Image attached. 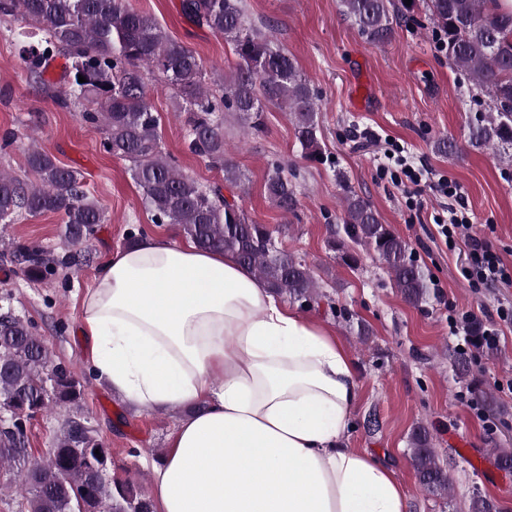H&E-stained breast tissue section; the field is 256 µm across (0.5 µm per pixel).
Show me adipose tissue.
Listing matches in <instances>:
<instances>
[{
	"label": "adipose tissue",
	"mask_w": 512,
	"mask_h": 512,
	"mask_svg": "<svg viewBox=\"0 0 512 512\" xmlns=\"http://www.w3.org/2000/svg\"><path fill=\"white\" fill-rule=\"evenodd\" d=\"M81 326L113 390L197 408L152 467L155 512H408L388 465L342 444L359 398L346 348L232 256L161 235L116 249Z\"/></svg>",
	"instance_id": "adipose-tissue-1"
}]
</instances>
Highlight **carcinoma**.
Here are the masks:
<instances>
[{
  "label": "carcinoma",
  "mask_w": 512,
  "mask_h": 512,
  "mask_svg": "<svg viewBox=\"0 0 512 512\" xmlns=\"http://www.w3.org/2000/svg\"><path fill=\"white\" fill-rule=\"evenodd\" d=\"M489 2L427 0V8L448 65L467 77L472 96L488 108L469 125L468 146L493 147L512 161V11L496 12ZM339 8L368 42L385 44L393 38L398 18L393 0H339ZM181 10L197 26L232 43L236 64L230 73L206 81L207 68L198 54L129 0H0L1 20L37 29L31 33L37 40L21 52L30 79L45 82L50 61L66 58L69 88L59 105L78 110L102 134L104 150L130 163L155 223L175 224L199 248L232 255L274 294L309 308L318 305L324 294L306 260L279 247L275 231L249 220L222 187L202 185L183 173L175 158L163 155L144 72L163 78L189 112V152L224 171V184L234 188L241 187V174L225 142L224 113H237L247 130L260 133L266 106H285L302 156L316 158L321 154L318 92L274 36L247 20L242 0H181ZM80 75L86 82H78ZM26 165L25 179L0 172V224L56 214L63 224L60 249L13 239L0 244V262L41 282L90 262L105 214L84 189L81 175L51 153L33 146ZM266 194L285 215L298 207L297 188L278 165L268 177ZM342 211L347 239L382 265L402 299L415 307L427 301L430 288L406 241L352 190L344 191ZM327 244L345 265L358 263V253L344 240L332 236ZM50 367L46 343L32 323L1 306L0 416L6 422L0 430V470L14 478L0 484V491L16 493L19 512H74L75 496L82 492L95 512H154L145 487L112 478L111 465L94 456L103 441L84 414V385L74 369L61 364L51 378ZM469 385L485 411L496 414L482 382L472 379ZM61 408L68 417L52 441L55 460L28 470V434L13 423L14 411L26 410L34 418ZM409 447L420 486L434 496L450 495L448 471L429 428L415 426Z\"/></svg>",
  "instance_id": "cac0c4a2"
}]
</instances>
